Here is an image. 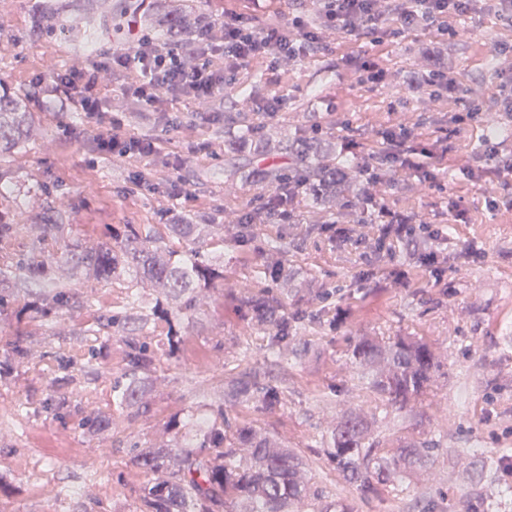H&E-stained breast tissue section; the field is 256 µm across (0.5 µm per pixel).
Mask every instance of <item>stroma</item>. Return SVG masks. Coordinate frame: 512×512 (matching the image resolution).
<instances>
[{"mask_svg":"<svg viewBox=\"0 0 512 512\" xmlns=\"http://www.w3.org/2000/svg\"><path fill=\"white\" fill-rule=\"evenodd\" d=\"M43 2L0 0V86L25 98L38 129L24 147L0 156V222L15 227L0 239V268L35 246L59 255L73 241L92 245L124 233L126 225H164L179 214L186 223L210 225V232L190 246L165 231L162 246L177 254L192 247L216 258L224 265V284L193 302L180 320L156 312L136 329L153 360L146 375L150 406L140 414L115 399L114 383L126 372L124 343L105 322L116 313L132 315L137 305L154 308L152 289L133 293L123 283L81 276L63 284L68 305L33 319L29 308L45 285L10 272L14 287L0 312V512H133L144 487L177 470V457L151 472L137 465L136 455L173 439L190 417L209 413L239 372L265 367L268 332L240 299L279 293L280 283L257 282L253 269L268 244L283 236L291 243L285 272L322 295L311 297L306 289L288 298L289 316L305 324V352L286 361V374L272 378L282 406L272 413L250 404L230 406V421L285 441L308 470L312 492L337 495L353 512H419L427 495L437 512H512V212L504 209L498 180L478 182L472 174L486 141L512 125L504 112L485 106L494 73L512 67V57L499 49L506 33L498 17L486 13L462 21L454 36L442 40L417 30L385 46L394 77L384 84L351 87L342 56L372 49L351 42L284 72L257 67L246 84L232 87L230 98L212 100L209 110L241 113L274 142L317 135L372 146L379 130L399 124L434 135L448 126L446 106L417 93L409 77L424 65L421 48L437 39L445 64L463 76L471 100L483 106L464 131L466 148L451 168L431 161L419 173L394 171L389 189L369 186L365 213L371 223H347L339 236L330 217L314 218L301 202L294 219L252 225L246 241L236 243L232 237L245 211L265 208L279 189L225 177L230 153L223 123L203 122L197 104L186 98L161 100L154 112L136 111L118 78L105 76L97 87L104 114L124 115L129 134L158 143V156L143 168L149 181L140 189L130 182L136 163L90 152L96 126L75 110H60L65 89L48 78L131 48L128 23L148 15L151 0H62L63 11L49 25L37 22ZM92 9L99 15L96 45L76 51L71 29ZM274 96L282 110L271 120L261 105ZM168 116L177 118V127L166 126ZM177 155L184 160L189 202L169 195V163ZM460 195L470 210L467 224L454 219ZM383 202L427 226L444 254L473 248L476 258L435 272L418 267L416 238H390L375 250ZM58 220L61 232L36 241L32 225ZM315 221L321 224L316 232ZM395 267L407 272V280L392 281ZM175 328L181 341L174 346L169 337ZM362 335L416 336L436 349L441 366L420 398L421 427L412 428L405 414L380 409L359 382L349 365V344ZM20 337L30 353L18 367L10 347ZM63 359L68 368L60 367ZM53 396L66 398L71 412L47 408ZM350 406L376 414L374 437L383 448L408 434L440 438L431 456L435 484L411 477L370 499L346 484L322 441ZM88 413L111 416L112 428L87 433L79 421Z\"/></svg>","mask_w":512,"mask_h":512,"instance_id":"35a3bbf8","label":"stroma"}]
</instances>
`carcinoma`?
Here are the masks:
<instances>
[{
    "mask_svg": "<svg viewBox=\"0 0 512 512\" xmlns=\"http://www.w3.org/2000/svg\"><path fill=\"white\" fill-rule=\"evenodd\" d=\"M146 23L159 39L190 35L201 31L207 20L189 11L185 0H157ZM239 134L226 140L229 150L242 158L229 174L251 177V152L264 144L258 130L237 117ZM30 123L21 100L0 96V150L18 148L26 139ZM282 146L297 157L288 172L276 167L259 169L260 179L288 185V202L306 199L319 214L351 220L364 209L363 182L383 181L390 177L391 164L381 161L366 173L354 166L351 154L326 140L283 139ZM165 228L194 240L205 224H167ZM161 239L153 226L132 227L125 235L86 249L75 243L63 258H45L31 253L18 259L15 267L30 275H45L59 269L71 276L81 274L96 279L116 280L124 277L137 285L146 280L158 295L165 298L169 314L179 318L188 292L201 296L224 280V271L199 258L196 251L182 258L157 246ZM290 242L281 238L266 250L259 268V279L278 280L283 273L284 257ZM283 289L279 297H245L243 306L251 318L269 332V354L280 365L286 356L301 355L298 328L288 317ZM71 296L54 289L43 295L41 303L30 309V317H45L56 307L68 304ZM128 381L114 386L117 400L126 406L146 408L147 389L141 374L152 363L147 347L136 336L125 339ZM351 363L359 368V380L370 389L382 405L394 411L412 412L414 402L426 389L438 367L434 351L423 340L398 336L392 341L361 336L355 340ZM266 373L254 370L234 380L224 392V400L235 406L252 403L265 411H275L281 404L278 388L265 383ZM112 418L88 416L82 428L88 433L111 427ZM200 436L198 443L175 438L159 448H144L137 464L147 471H157L165 460L180 457L178 470L168 480L146 487L139 495L135 512H351L340 500H323L311 493L303 463L282 440L246 428H231L224 419V406L212 415L188 423ZM439 443L401 439L397 448L382 453L371 438V421L353 410L345 412L324 441L327 455L343 480L356 487L365 498L374 497L379 487L411 473H428L430 453Z\"/></svg>",
    "mask_w": 512,
    "mask_h": 512,
    "instance_id": "obj_1",
    "label": "carcinoma"
}]
</instances>
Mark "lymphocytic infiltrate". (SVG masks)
<instances>
[{"label":"lymphocytic infiltrate","mask_w":512,"mask_h":512,"mask_svg":"<svg viewBox=\"0 0 512 512\" xmlns=\"http://www.w3.org/2000/svg\"><path fill=\"white\" fill-rule=\"evenodd\" d=\"M317 19L309 21L302 0H289L287 22H264L235 10L211 23L203 32L164 44L151 36H138L133 51L113 50L111 65H94L59 76L67 87L66 99L95 119L101 109L94 89L103 74L122 79L121 93L139 111H155L160 99L191 97L206 104L239 85L257 65L300 64L318 53L330 51L325 34L340 41L368 40L376 46L392 42L399 30L431 29L439 35L455 34L459 21L482 12L483 0H316ZM416 90L431 99L447 102L451 123L462 126L475 120L477 108L468 106L469 88L460 76L444 70L416 75ZM379 149L395 158L404 171H422L427 159L450 164L445 136L424 139L406 126L379 134ZM94 148L121 160L145 162L158 152L149 138L129 135L121 119H112L99 130Z\"/></svg>","instance_id":"1"}]
</instances>
